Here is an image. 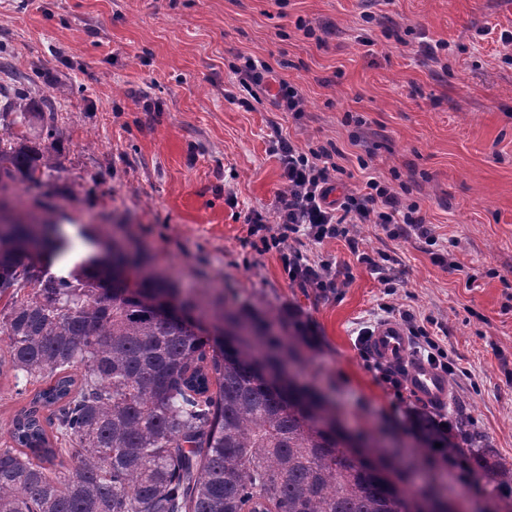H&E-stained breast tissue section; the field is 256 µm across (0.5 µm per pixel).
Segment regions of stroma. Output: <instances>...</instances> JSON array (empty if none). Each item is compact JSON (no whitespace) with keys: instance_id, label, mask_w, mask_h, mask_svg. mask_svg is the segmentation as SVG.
I'll use <instances>...</instances> for the list:
<instances>
[{"instance_id":"obj_1","label":"stroma","mask_w":512,"mask_h":512,"mask_svg":"<svg viewBox=\"0 0 512 512\" xmlns=\"http://www.w3.org/2000/svg\"><path fill=\"white\" fill-rule=\"evenodd\" d=\"M510 35L512 0H0V106L21 88L54 121L61 164L45 191L72 261L125 238L182 291L300 312L317 340L304 378L351 425L409 445L405 405L463 412L511 465ZM251 63L296 87L302 111L242 88ZM281 136L335 153L348 191L371 174L425 212L433 246L352 228L361 251L388 256L392 294L341 238L309 252L350 270L325 293L255 250L287 192ZM384 320L437 336L447 403L368 368L358 333Z\"/></svg>"}]
</instances>
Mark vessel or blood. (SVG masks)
<instances>
[{
  "mask_svg": "<svg viewBox=\"0 0 512 512\" xmlns=\"http://www.w3.org/2000/svg\"><path fill=\"white\" fill-rule=\"evenodd\" d=\"M368 348L375 358L405 367L408 383L419 397L437 404L447 402V377L424 360L412 357L408 335L399 323L388 320L379 324L369 338Z\"/></svg>",
  "mask_w": 512,
  "mask_h": 512,
  "instance_id": "1",
  "label": "vessel or blood"
}]
</instances>
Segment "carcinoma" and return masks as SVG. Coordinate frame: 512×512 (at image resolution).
Masks as SVG:
<instances>
[{
	"label": "carcinoma",
	"instance_id": "cac0c4a2",
	"mask_svg": "<svg viewBox=\"0 0 512 512\" xmlns=\"http://www.w3.org/2000/svg\"><path fill=\"white\" fill-rule=\"evenodd\" d=\"M15 124L0 134V207L11 209L59 165L53 129ZM35 224L43 236L26 254ZM71 250L50 217L0 232V368L41 384L0 448V512H423L437 488L404 481L416 459L393 449L404 466L389 482L350 454L335 402L258 369L260 354L306 364L299 322L284 337L274 317L184 295L116 241L110 266L89 255L53 271ZM207 311L234 341L203 327ZM453 428L448 458L492 485L479 512H512L499 493L512 491V465L486 458L466 415Z\"/></svg>",
	"mask_w": 512,
	"mask_h": 512
}]
</instances>
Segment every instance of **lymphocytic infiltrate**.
<instances>
[{
  "mask_svg": "<svg viewBox=\"0 0 512 512\" xmlns=\"http://www.w3.org/2000/svg\"><path fill=\"white\" fill-rule=\"evenodd\" d=\"M278 150L288 192L281 198L277 232L263 246L282 248L281 260L292 281L322 290L337 284L328 266L309 260L300 248L302 241L345 239L354 224H381L396 238L425 234L419 205L404 204L399 191L376 177H368L364 192L344 195L332 203L328 197L337 188L341 169L327 152L300 151L286 138L280 139Z\"/></svg>",
  "mask_w": 512,
  "mask_h": 512,
  "instance_id": "1",
  "label": "lymphocytic infiltrate"
}]
</instances>
